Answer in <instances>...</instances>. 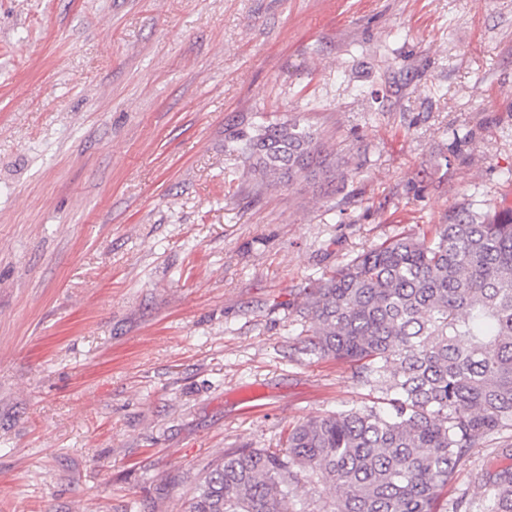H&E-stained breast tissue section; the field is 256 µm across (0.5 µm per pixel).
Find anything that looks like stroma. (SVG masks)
<instances>
[{
  "instance_id": "35a3bbf8",
  "label": "stroma",
  "mask_w": 512,
  "mask_h": 512,
  "mask_svg": "<svg viewBox=\"0 0 512 512\" xmlns=\"http://www.w3.org/2000/svg\"><path fill=\"white\" fill-rule=\"evenodd\" d=\"M295 118L329 172L258 189L225 136ZM470 206L512 208V0H0V512H179L368 401L297 292Z\"/></svg>"
}]
</instances>
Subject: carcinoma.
I'll use <instances>...</instances> for the list:
<instances>
[{"instance_id": "1", "label": "carcinoma", "mask_w": 512, "mask_h": 512, "mask_svg": "<svg viewBox=\"0 0 512 512\" xmlns=\"http://www.w3.org/2000/svg\"><path fill=\"white\" fill-rule=\"evenodd\" d=\"M265 185L325 168L296 119L228 136ZM298 308L305 351L343 359L373 400L294 426L277 448H233L184 512H476L442 501L473 449L512 456V211L463 208L338 265ZM512 512V468L478 483Z\"/></svg>"}]
</instances>
